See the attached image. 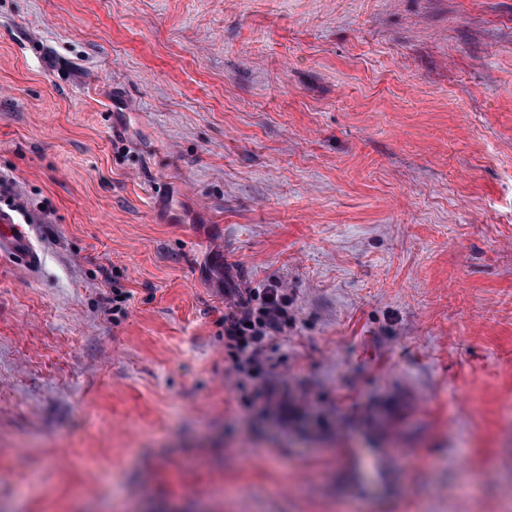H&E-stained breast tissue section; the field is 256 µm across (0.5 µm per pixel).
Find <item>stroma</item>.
<instances>
[{
    "mask_svg": "<svg viewBox=\"0 0 512 512\" xmlns=\"http://www.w3.org/2000/svg\"><path fill=\"white\" fill-rule=\"evenodd\" d=\"M1 210L0 512L512 506V0H0ZM284 288L249 291L224 313V348L237 370L257 365L273 336L288 325V295Z\"/></svg>",
    "mask_w": 512,
    "mask_h": 512,
    "instance_id": "1",
    "label": "stroma"
}]
</instances>
